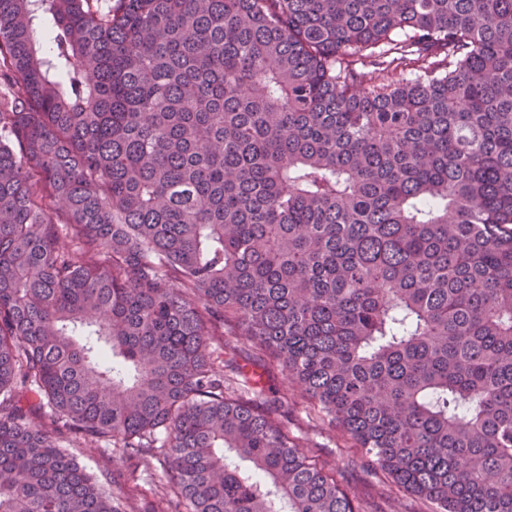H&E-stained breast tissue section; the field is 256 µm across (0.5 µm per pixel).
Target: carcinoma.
Returning a JSON list of instances; mask_svg holds the SVG:
<instances>
[{"label": "carcinoma", "instance_id": "cac0c4a2", "mask_svg": "<svg viewBox=\"0 0 512 512\" xmlns=\"http://www.w3.org/2000/svg\"><path fill=\"white\" fill-rule=\"evenodd\" d=\"M226 323L432 512H512V0H0V512H124L84 441L151 512H366ZM69 449L79 464L89 472L99 475L106 469H112L115 476H123L119 490L127 512H144L150 509V497L146 496L145 490L151 492L150 495L157 496L166 491V480L161 475L162 466L155 460L150 470L141 465L132 474L134 466L129 460L118 456H112L111 459L106 449L100 448L96 443L85 442ZM147 474H151L153 479Z\"/></svg>", "mask_w": 512, "mask_h": 512}]
</instances>
